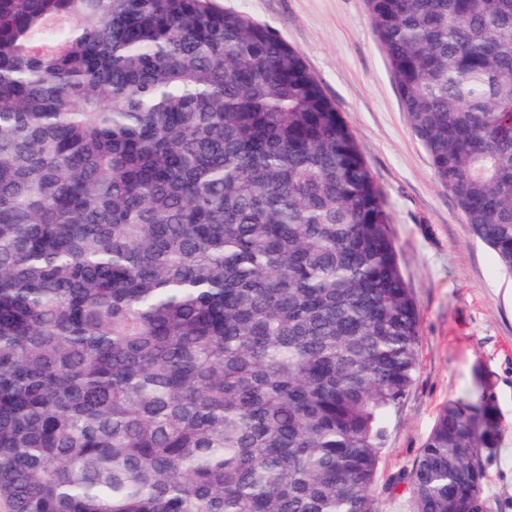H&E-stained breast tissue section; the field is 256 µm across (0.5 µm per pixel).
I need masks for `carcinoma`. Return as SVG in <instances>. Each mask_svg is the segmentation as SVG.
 <instances>
[{
  "label": "carcinoma",
  "mask_w": 512,
  "mask_h": 512,
  "mask_svg": "<svg viewBox=\"0 0 512 512\" xmlns=\"http://www.w3.org/2000/svg\"><path fill=\"white\" fill-rule=\"evenodd\" d=\"M410 127L512 273V0H367ZM391 216L297 51L216 0H0V505L380 512L418 367ZM493 401L407 512H502Z\"/></svg>",
  "instance_id": "cac0c4a2"
}]
</instances>
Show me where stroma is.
Segmentation results:
<instances>
[{
  "mask_svg": "<svg viewBox=\"0 0 512 512\" xmlns=\"http://www.w3.org/2000/svg\"><path fill=\"white\" fill-rule=\"evenodd\" d=\"M266 25L302 56L356 139L391 216L418 309L419 366L386 422L376 483L382 512H404L399 484L448 400L491 392L500 444L485 490L512 512V274L474 239L412 132L367 0H218Z\"/></svg>",
  "mask_w": 512,
  "mask_h": 512,
  "instance_id": "stroma-1",
  "label": "stroma"
}]
</instances>
